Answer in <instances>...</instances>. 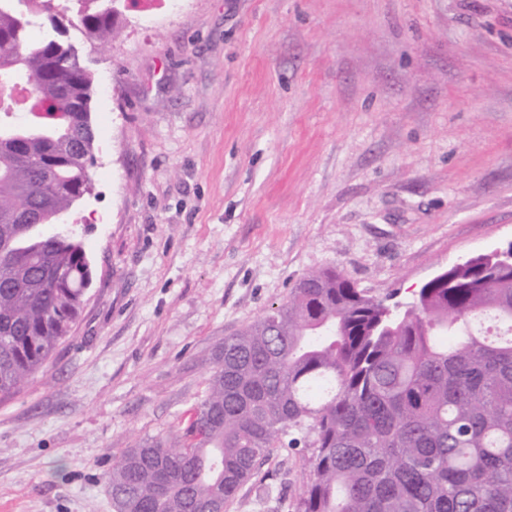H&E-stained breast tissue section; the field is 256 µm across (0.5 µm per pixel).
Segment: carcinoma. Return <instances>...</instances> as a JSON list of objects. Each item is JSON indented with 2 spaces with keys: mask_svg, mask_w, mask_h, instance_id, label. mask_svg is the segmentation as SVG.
I'll return each mask as SVG.
<instances>
[{
  "mask_svg": "<svg viewBox=\"0 0 512 512\" xmlns=\"http://www.w3.org/2000/svg\"><path fill=\"white\" fill-rule=\"evenodd\" d=\"M101 49L116 0H71ZM0 397L70 332L91 278L82 239L43 234L92 190V75L53 0H0ZM178 444L104 474L112 512L228 504L270 450L313 449L297 512H512V264L448 267L394 313L334 268L224 338Z\"/></svg>",
  "mask_w": 512,
  "mask_h": 512,
  "instance_id": "1",
  "label": "carcinoma"
}]
</instances>
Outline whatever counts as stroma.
<instances>
[{"label":"stroma","instance_id":"stroma-1","mask_svg":"<svg viewBox=\"0 0 512 512\" xmlns=\"http://www.w3.org/2000/svg\"><path fill=\"white\" fill-rule=\"evenodd\" d=\"M93 75L92 281L0 398V512H112L126 449L181 435L213 351L336 267L413 300L512 242V0H120ZM276 448L224 512H295Z\"/></svg>","mask_w":512,"mask_h":512}]
</instances>
